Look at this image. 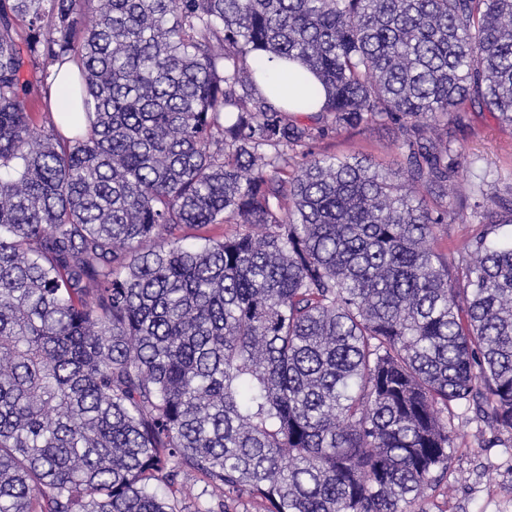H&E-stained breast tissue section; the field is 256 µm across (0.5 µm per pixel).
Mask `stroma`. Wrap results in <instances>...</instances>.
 <instances>
[{
    "label": "stroma",
    "instance_id": "obj_1",
    "mask_svg": "<svg viewBox=\"0 0 512 512\" xmlns=\"http://www.w3.org/2000/svg\"><path fill=\"white\" fill-rule=\"evenodd\" d=\"M397 134L378 122L333 133L308 148L315 156L346 157L365 153L382 168L400 160ZM448 139L462 151L457 183L467 186L512 184V125L495 115L470 107L448 118ZM458 212L453 224L439 225L435 246L449 253L464 238L479 230L480 219L463 198L452 200ZM448 426L455 435L449 451L448 473L420 502L421 512H512V434L476 420L466 405L453 406Z\"/></svg>",
    "mask_w": 512,
    "mask_h": 512
}]
</instances>
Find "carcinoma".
Masks as SVG:
<instances>
[{"label": "carcinoma", "mask_w": 512, "mask_h": 512, "mask_svg": "<svg viewBox=\"0 0 512 512\" xmlns=\"http://www.w3.org/2000/svg\"><path fill=\"white\" fill-rule=\"evenodd\" d=\"M468 104L512 125V0H0V512H411L451 406L512 431V241L434 245ZM376 121L396 168L297 161ZM262 71L257 78L259 88L277 102L300 98L308 86L317 84L315 77L297 64L274 62Z\"/></svg>", "instance_id": "cac0c4a2"}]
</instances>
